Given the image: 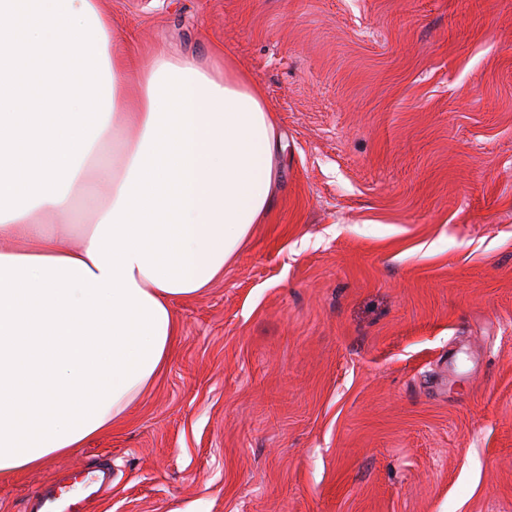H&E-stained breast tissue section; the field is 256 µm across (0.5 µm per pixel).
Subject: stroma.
<instances>
[{
  "instance_id": "1",
  "label": "stroma",
  "mask_w": 512,
  "mask_h": 512,
  "mask_svg": "<svg viewBox=\"0 0 512 512\" xmlns=\"http://www.w3.org/2000/svg\"><path fill=\"white\" fill-rule=\"evenodd\" d=\"M114 46L264 91L266 218L125 419L92 512H512V0H101Z\"/></svg>"
}]
</instances>
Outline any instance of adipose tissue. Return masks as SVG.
I'll return each instance as SVG.
<instances>
[{
  "label": "adipose tissue",
  "mask_w": 512,
  "mask_h": 512,
  "mask_svg": "<svg viewBox=\"0 0 512 512\" xmlns=\"http://www.w3.org/2000/svg\"><path fill=\"white\" fill-rule=\"evenodd\" d=\"M60 42L90 86L62 91ZM33 68L43 112L21 89ZM280 147L230 61L114 50L98 0H0V477L123 421L172 354L173 301L223 278L269 211Z\"/></svg>",
  "instance_id": "obj_1"
}]
</instances>
